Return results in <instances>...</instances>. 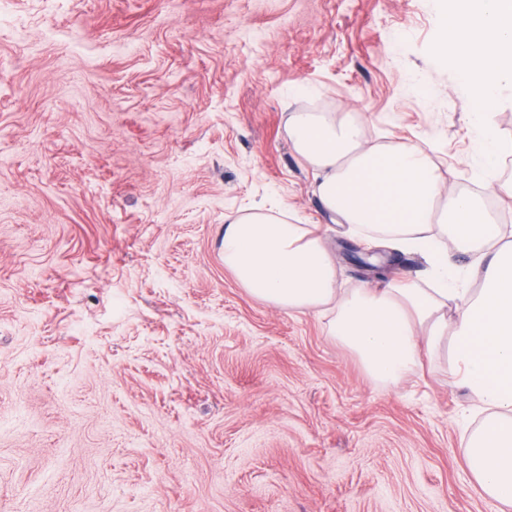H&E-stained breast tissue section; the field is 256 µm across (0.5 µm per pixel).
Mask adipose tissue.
Returning a JSON list of instances; mask_svg holds the SVG:
<instances>
[{
	"label": "adipose tissue",
	"mask_w": 512,
	"mask_h": 512,
	"mask_svg": "<svg viewBox=\"0 0 512 512\" xmlns=\"http://www.w3.org/2000/svg\"><path fill=\"white\" fill-rule=\"evenodd\" d=\"M439 53H451L482 129L488 170L512 152L490 120L512 85V0H448ZM286 130L316 172V194L349 230L418 254L435 285L389 281L340 295L329 228L262 211L227 215L224 264L254 298L314 312L374 382L399 385L422 357L446 358L483 415L466 440L469 470L488 498L512 507V228L453 188L417 145L364 147L360 121L294 112ZM475 253L478 289L449 288V249Z\"/></svg>",
	"instance_id": "obj_1"
}]
</instances>
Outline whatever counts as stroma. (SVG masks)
Segmentation results:
<instances>
[{
  "instance_id": "35a3bbf8",
  "label": "stroma",
  "mask_w": 512,
  "mask_h": 512,
  "mask_svg": "<svg viewBox=\"0 0 512 512\" xmlns=\"http://www.w3.org/2000/svg\"><path fill=\"white\" fill-rule=\"evenodd\" d=\"M444 0H0V512H501L445 361L368 380L252 296L224 216L327 224L290 113L485 189ZM338 285L390 251L337 236Z\"/></svg>"
}]
</instances>
